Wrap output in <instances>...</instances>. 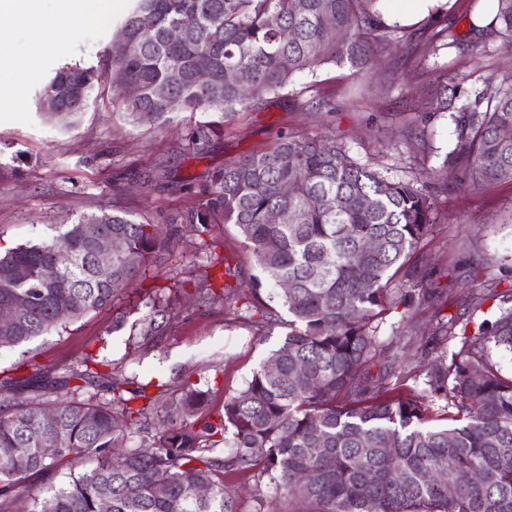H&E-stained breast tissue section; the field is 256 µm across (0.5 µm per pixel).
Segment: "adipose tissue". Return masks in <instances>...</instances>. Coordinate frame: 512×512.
I'll return each mask as SVG.
<instances>
[{
	"mask_svg": "<svg viewBox=\"0 0 512 512\" xmlns=\"http://www.w3.org/2000/svg\"><path fill=\"white\" fill-rule=\"evenodd\" d=\"M112 0H0V111L8 110L14 92L39 77L38 58L52 42L102 17ZM35 24L34 52L15 54L16 29Z\"/></svg>",
	"mask_w": 512,
	"mask_h": 512,
	"instance_id": "1",
	"label": "adipose tissue"
}]
</instances>
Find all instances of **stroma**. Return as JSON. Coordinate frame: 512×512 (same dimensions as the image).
I'll list each match as a JSON object with an SVG mask.
<instances>
[{"instance_id":"obj_1","label":"stroma","mask_w":512,"mask_h":512,"mask_svg":"<svg viewBox=\"0 0 512 512\" xmlns=\"http://www.w3.org/2000/svg\"><path fill=\"white\" fill-rule=\"evenodd\" d=\"M131 0H114L104 19L56 39L41 55V74L63 64L105 69L104 51L116 23ZM491 0H446L434 18L452 44L430 57L423 47L387 62L365 80L350 66H329L298 76L281 98L264 108L240 112L202 152L184 146L194 120L183 116L167 128H136L112 108L110 87H102L78 123L44 120L36 105L37 83L27 84L18 105L0 112V248L49 241L79 215L101 208L132 212L140 221L168 224L190 207L207 172L254 150L270 146L278 133L300 138L322 132L342 140L353 158L381 175L398 181L420 166L439 167L456 139L453 112L470 104V94L491 78L512 76V41L488 38L473 51L471 25H486ZM461 78L447 91L448 107L436 112L428 99L438 70ZM328 108H312V98ZM305 110L291 106V99ZM156 171L151 183L141 175ZM434 201L429 236L409 262L398 287L412 294L411 307H391L377 336L388 344L380 370L400 374L406 362L427 364L433 352L429 336L402 329L405 310L421 327L451 319L457 325L491 317V295L512 289V181L487 185L472 194L450 179L427 186ZM221 245L196 251L190 243L156 255L140 288L126 289L114 305L89 312L50 335L18 347H0V371L33 358L61 381L93 355L137 374L156 394L166 385L169 396L190 383L210 393V414L221 411L251 379L286 330L263 333L236 311L245 302L233 292L216 297L204 275L217 261L237 266L240 281L257 268L251 250L231 224L215 226ZM184 281L186 297L163 334L150 344L134 336L132 324L147 314L158 290L169 278Z\"/></svg>"}]
</instances>
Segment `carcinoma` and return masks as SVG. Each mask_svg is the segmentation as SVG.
Masks as SVG:
<instances>
[{
    "mask_svg": "<svg viewBox=\"0 0 512 512\" xmlns=\"http://www.w3.org/2000/svg\"><path fill=\"white\" fill-rule=\"evenodd\" d=\"M379 0H133L107 50V62L138 94L112 87V106L135 127L162 129L183 113L195 123L186 150L199 152L246 109H260L305 72L348 64L366 76L411 49L417 30L384 20ZM182 26L190 37L169 39ZM485 31L512 39V0H494ZM344 33L339 40L336 33ZM444 31L425 37L431 55L448 46ZM204 66L211 78L193 79ZM103 74L77 65L58 68L39 88L40 112L65 108L72 120L88 108ZM456 142L439 169L392 181L354 159L324 134L297 139L286 131L272 146L207 173L193 206L168 225L149 224L124 211L83 214L50 243L21 244L0 254V303L26 308L11 345L50 334L110 305L142 276L149 258L190 239L197 250L216 247V224H233L252 247L259 274L249 284L254 324H283L287 332L246 386L224 401L217 420L204 414L206 392L183 389L176 399L147 395L123 373L75 370L78 384L56 401L53 424L41 419L44 369L0 380V512H44L39 501L19 502V486L47 479L55 465L89 469L62 486L49 484L54 512H238L224 485L229 473L254 474L279 495L315 506L314 512H512V375L491 349L512 351V292L496 295L493 318L473 332L453 320L433 332L428 371L410 368L404 381L422 397L444 401L448 424L428 425L419 400L392 396L386 378L372 375L382 353L377 332L385 304L410 307L391 287L411 252L431 229L426 183L437 174L476 194L512 181V79L490 80L473 104L453 115ZM290 183L294 192H283ZM290 220L275 224L271 216ZM95 222L123 241L112 256V281L97 278L84 225ZM381 241L361 256V244ZM55 262L61 276L43 279ZM288 319H283L278 308ZM171 309L160 299L138 336L158 335ZM110 380L112 397L84 395L92 378ZM143 400L133 408L130 403ZM163 404L170 422L137 446L138 423ZM393 444L394 454L386 453ZM403 478L395 483L391 471ZM483 480L475 482L472 473ZM441 473L453 495L431 480ZM205 487L207 496L198 495Z\"/></svg>",
    "mask_w": 512,
    "mask_h": 512,
    "instance_id": "obj_1",
    "label": "carcinoma"
}]
</instances>
